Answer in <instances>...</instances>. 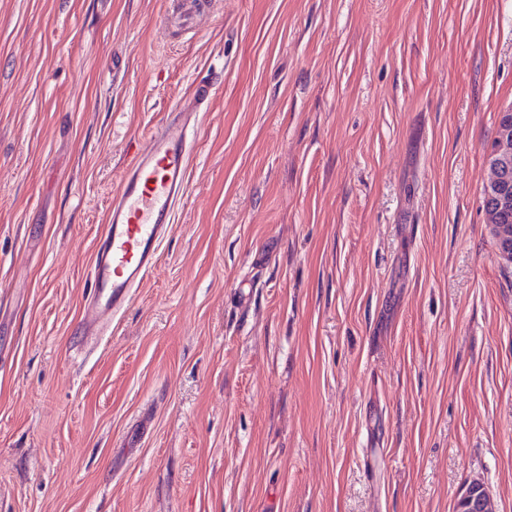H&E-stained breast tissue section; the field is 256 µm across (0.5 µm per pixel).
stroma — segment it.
Wrapping results in <instances>:
<instances>
[{"label": "stroma", "instance_id": "obj_1", "mask_svg": "<svg viewBox=\"0 0 512 512\" xmlns=\"http://www.w3.org/2000/svg\"><path fill=\"white\" fill-rule=\"evenodd\" d=\"M171 14L0 0V512H512V0ZM202 80L159 261L82 352L125 146ZM504 119L500 118L499 126L497 129V136L492 145V155L500 159L499 165L494 169V176L492 177L493 184L495 186V192L492 195L487 194L486 183L482 187V206L485 213L494 211L499 220V224L494 213H491L488 217V223L490 225V233L492 236H500L501 232L497 228L504 226L502 231L505 235H511V226H505L504 224H512V157L506 161L501 159L506 156L500 153V150L506 141L501 136V128L503 126Z\"/></svg>", "mask_w": 512, "mask_h": 512}]
</instances>
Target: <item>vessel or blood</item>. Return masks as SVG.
Returning <instances> with one entry per match:
<instances>
[{"label": "vessel or blood", "mask_w": 512, "mask_h": 512, "mask_svg": "<svg viewBox=\"0 0 512 512\" xmlns=\"http://www.w3.org/2000/svg\"><path fill=\"white\" fill-rule=\"evenodd\" d=\"M212 98L211 86H198L148 138L127 145L130 162L96 242L80 335L91 336L108 326L156 266L188 185L192 119L208 109Z\"/></svg>", "instance_id": "obj_1"}]
</instances>
